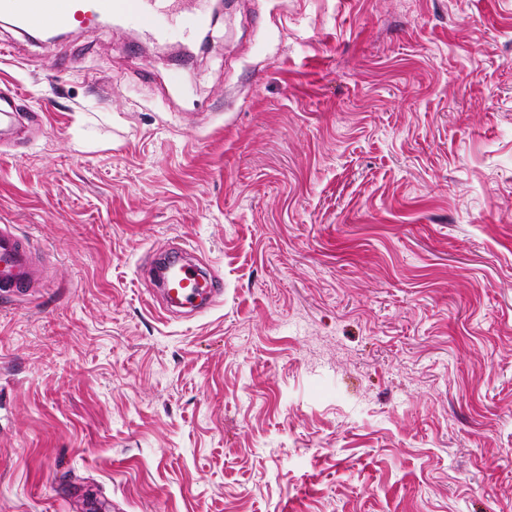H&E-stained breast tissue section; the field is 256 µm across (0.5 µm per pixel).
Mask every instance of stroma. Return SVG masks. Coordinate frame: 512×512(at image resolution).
Listing matches in <instances>:
<instances>
[{"instance_id": "stroma-1", "label": "stroma", "mask_w": 512, "mask_h": 512, "mask_svg": "<svg viewBox=\"0 0 512 512\" xmlns=\"http://www.w3.org/2000/svg\"><path fill=\"white\" fill-rule=\"evenodd\" d=\"M200 59L0 16V512H512V0H226ZM224 300L168 313L151 256ZM32 251L8 224L0 225V296H23L42 286Z\"/></svg>"}]
</instances>
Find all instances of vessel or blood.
Wrapping results in <instances>:
<instances>
[{"label":"vessel or blood","instance_id":"b4317fda","mask_svg":"<svg viewBox=\"0 0 512 512\" xmlns=\"http://www.w3.org/2000/svg\"><path fill=\"white\" fill-rule=\"evenodd\" d=\"M205 0H0V15L41 30L91 28L101 18L117 15L157 40L175 37L182 30L200 27L206 18ZM174 248L167 261L171 277L161 281L165 295L177 306H194L200 292L219 302L224 290L220 277L201 265L183 261ZM43 274L32 251L11 226L0 225V296H23L42 286Z\"/></svg>","mask_w":512,"mask_h":512}]
</instances>
